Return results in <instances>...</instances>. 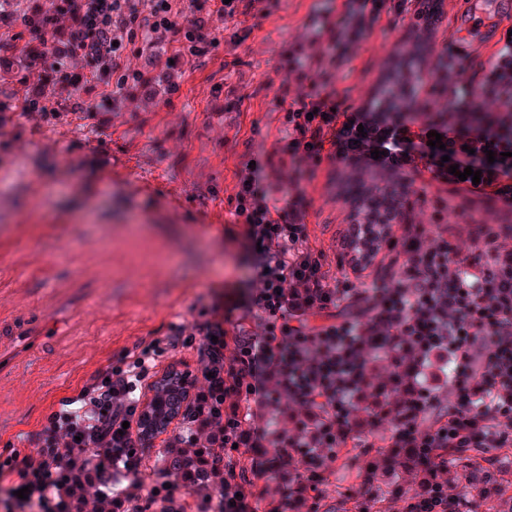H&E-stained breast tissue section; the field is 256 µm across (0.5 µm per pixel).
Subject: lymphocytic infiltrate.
I'll return each instance as SVG.
<instances>
[{"label": "lymphocytic infiltrate", "instance_id": "1", "mask_svg": "<svg viewBox=\"0 0 512 512\" xmlns=\"http://www.w3.org/2000/svg\"><path fill=\"white\" fill-rule=\"evenodd\" d=\"M171 2L45 0L22 21L65 39L60 84L81 59L124 97L152 80L144 52L168 40L189 63L235 51L244 37L230 24L276 0H216L209 24L196 17L206 0H186L185 25ZM444 3L343 0L308 17L275 67L284 135L228 196L244 294L198 298L20 434L0 458L5 512H329L359 387L385 363L410 387L387 447L416 449L430 468L453 448L512 447V199L496 186L512 180V36L468 69L440 34ZM390 12L409 65L345 104L336 73ZM445 156L481 174L464 203L457 176L432 179ZM322 167L345 212L326 250L308 224Z\"/></svg>", "mask_w": 512, "mask_h": 512}]
</instances>
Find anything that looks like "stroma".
<instances>
[{"mask_svg": "<svg viewBox=\"0 0 512 512\" xmlns=\"http://www.w3.org/2000/svg\"><path fill=\"white\" fill-rule=\"evenodd\" d=\"M332 3L279 0L262 20L242 18L251 33L235 54L218 48L190 65L177 44H159L165 67L110 110L101 102L111 78L57 89L54 37H33L19 14L0 12V295L16 315L37 303L53 312L48 344L34 352L19 343L28 366L0 381V452L96 369L235 277L245 251L224 189L280 138L273 67L309 13ZM395 23L378 21L343 66L336 92L346 103L375 79ZM230 91L240 105L228 114ZM26 100L58 118L33 127ZM307 190L313 242L328 246L343 214L328 200L326 170ZM372 439L364 432L341 453L330 502L355 508Z\"/></svg>", "mask_w": 512, "mask_h": 512, "instance_id": "obj_1", "label": "stroma"}]
</instances>
